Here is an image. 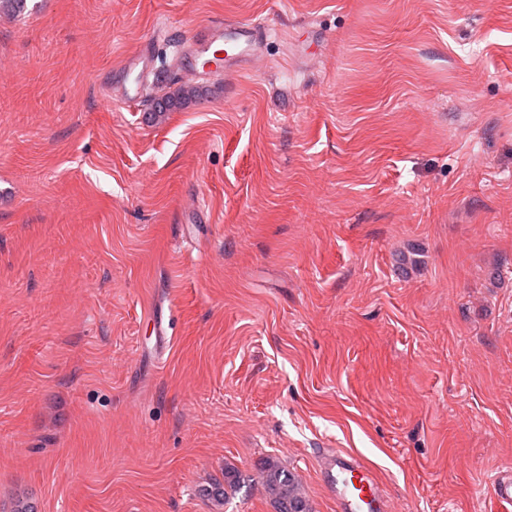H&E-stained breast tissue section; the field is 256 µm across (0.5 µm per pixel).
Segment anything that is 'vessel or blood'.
I'll return each instance as SVG.
<instances>
[{
    "mask_svg": "<svg viewBox=\"0 0 512 512\" xmlns=\"http://www.w3.org/2000/svg\"><path fill=\"white\" fill-rule=\"evenodd\" d=\"M266 28L254 19L216 22L193 34L184 44L196 57L207 58L216 46H223L220 67L225 73L250 70L257 66L258 49ZM334 471L328 477L336 484L337 512H393L391 502L374 468L355 453L338 451Z\"/></svg>",
    "mask_w": 512,
    "mask_h": 512,
    "instance_id": "1",
    "label": "vessel or blood"
}]
</instances>
